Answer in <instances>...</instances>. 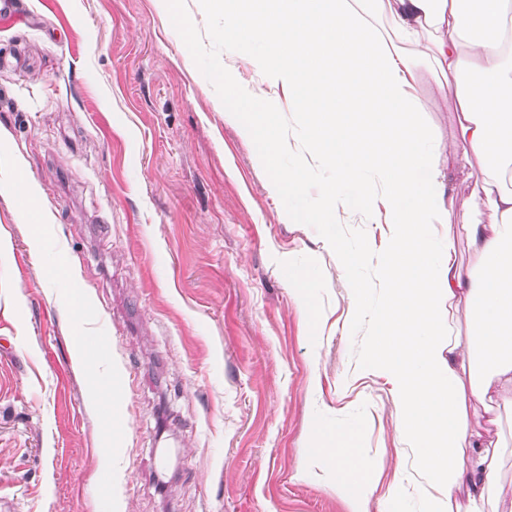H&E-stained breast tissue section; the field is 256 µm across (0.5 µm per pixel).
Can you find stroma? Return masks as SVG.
<instances>
[{"label":"stroma","mask_w":512,"mask_h":512,"mask_svg":"<svg viewBox=\"0 0 512 512\" xmlns=\"http://www.w3.org/2000/svg\"><path fill=\"white\" fill-rule=\"evenodd\" d=\"M0 24V127L56 216L32 254L18 210L0 198V512H348L312 429L357 436L367 512H424L427 484L397 430L384 378L361 375L355 313L339 260L289 222L238 123L225 120L164 0H18ZM84 22L76 26L73 14ZM222 64L254 96L288 109L250 60ZM422 105L445 146L455 90L422 71ZM453 214L434 261L454 244ZM66 253L90 299L106 366L125 374L129 432L112 440L75 362ZM312 276L321 315L307 324L286 275Z\"/></svg>","instance_id":"stroma-1"}]
</instances>
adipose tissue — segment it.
<instances>
[{"label":"adipose tissue","mask_w":512,"mask_h":512,"mask_svg":"<svg viewBox=\"0 0 512 512\" xmlns=\"http://www.w3.org/2000/svg\"><path fill=\"white\" fill-rule=\"evenodd\" d=\"M223 5L241 53L262 43L255 67L288 90V109L306 130L311 157L335 183L310 212L334 223L351 208L387 224L386 285L378 332L364 366L385 376L399 403V431L418 451L431 488L424 512H512L499 493L500 446L490 428L470 427L472 406H512V0H213ZM458 89L459 135L445 148L419 120L422 66ZM481 164L463 216L478 265L463 272L455 252L431 259L420 226L443 224L452 203L451 164ZM20 152L0 158L13 184L32 252L56 218L27 175ZM470 311L466 340L453 335L452 309ZM476 377L464 388L460 370ZM314 452L350 489V512H366L369 484L357 477L361 450L343 428H314Z\"/></svg>","instance_id":"obj_1"}]
</instances>
